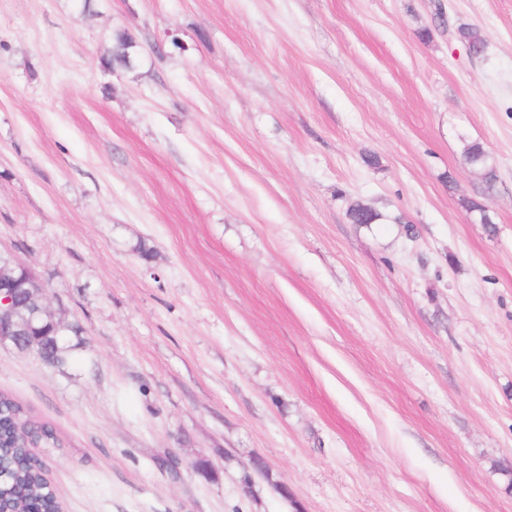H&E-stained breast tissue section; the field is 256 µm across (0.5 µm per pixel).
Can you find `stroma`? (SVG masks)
I'll return each mask as SVG.
<instances>
[{
	"label": "stroma",
	"instance_id": "stroma-1",
	"mask_svg": "<svg viewBox=\"0 0 512 512\" xmlns=\"http://www.w3.org/2000/svg\"><path fill=\"white\" fill-rule=\"evenodd\" d=\"M0 251L64 512H512V0H0ZM137 42L132 34L126 31L117 32L114 37V44L111 55L105 58L104 66L112 69L128 68L135 56ZM463 154L466 164L477 167L489 175L491 178L490 183L496 178V170L491 161V157L480 143L475 142L468 144ZM11 267H0V345L7 346L8 340L16 336H32L31 332L45 322H51L56 331H63L67 324L57 318L46 303V289L34 270L12 256ZM18 291H24L33 302L28 323L19 324L16 319ZM80 343L72 344L67 336H53L45 331L41 340L34 343L30 352H34L43 362L52 363L58 369L66 368L74 357Z\"/></svg>",
	"mask_w": 512,
	"mask_h": 512
}]
</instances>
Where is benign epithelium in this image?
I'll return each instance as SVG.
<instances>
[{
    "label": "benign epithelium",
    "mask_w": 512,
    "mask_h": 512,
    "mask_svg": "<svg viewBox=\"0 0 512 512\" xmlns=\"http://www.w3.org/2000/svg\"><path fill=\"white\" fill-rule=\"evenodd\" d=\"M63 331L67 324L46 303V289L34 270L15 259L0 267V345L18 336H29L45 322Z\"/></svg>",
    "instance_id": "obj_1"
}]
</instances>
